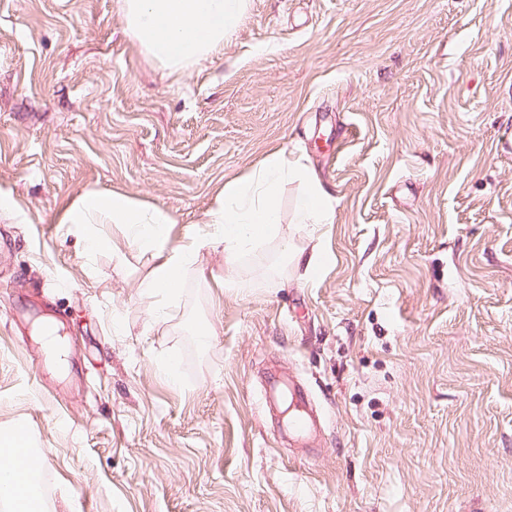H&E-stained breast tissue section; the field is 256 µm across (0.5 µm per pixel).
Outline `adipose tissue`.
I'll return each instance as SVG.
<instances>
[{
  "instance_id": "adipose-tissue-1",
  "label": "adipose tissue",
  "mask_w": 512,
  "mask_h": 512,
  "mask_svg": "<svg viewBox=\"0 0 512 512\" xmlns=\"http://www.w3.org/2000/svg\"><path fill=\"white\" fill-rule=\"evenodd\" d=\"M118 5L132 39L177 71L223 47L246 13L248 0H118ZM286 179L305 187L296 203L297 223H333L334 213L326 204L328 195L321 184L281 151L268 156L248 175L225 182L214 207L204 216L205 231L187 235L177 245L169 241L167 228L176 221L170 211L120 192L81 191L61 221L125 226L133 243L155 260L142 286L155 298V315L160 318L179 302L184 278L203 249L223 247L224 269L231 273L242 256L278 236V191ZM0 446L9 450L8 455H0V502L8 504L9 512H31L35 494L27 477L39 457L20 434L0 441Z\"/></svg>"
}]
</instances>
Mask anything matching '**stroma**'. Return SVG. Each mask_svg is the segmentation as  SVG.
<instances>
[{
	"mask_svg": "<svg viewBox=\"0 0 512 512\" xmlns=\"http://www.w3.org/2000/svg\"><path fill=\"white\" fill-rule=\"evenodd\" d=\"M124 28L116 0H0V438L25 425L44 512H512V0H249L179 73ZM278 150L333 223L284 183L244 287L202 251L161 321L123 226L92 253L60 221L117 190L177 244ZM270 367L324 413L313 453L265 413ZM283 252L287 255V259L296 266L304 264L306 272L314 271L323 261V256L320 252L312 250L307 255L303 249L293 248V245L288 242L283 243Z\"/></svg>",
	"mask_w": 512,
	"mask_h": 512,
	"instance_id": "stroma-1",
	"label": "stroma"
}]
</instances>
